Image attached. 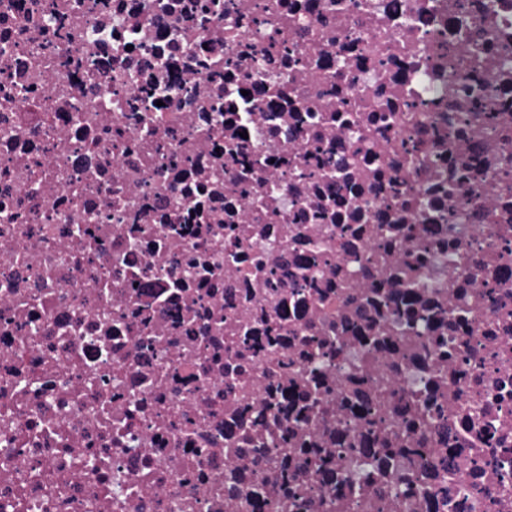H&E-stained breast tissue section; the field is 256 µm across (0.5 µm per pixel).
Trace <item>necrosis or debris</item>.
<instances>
[{"label": "necrosis or debris", "instance_id": "necrosis-or-debris-1", "mask_svg": "<svg viewBox=\"0 0 512 512\" xmlns=\"http://www.w3.org/2000/svg\"><path fill=\"white\" fill-rule=\"evenodd\" d=\"M0 512H512V0H0Z\"/></svg>", "mask_w": 512, "mask_h": 512}]
</instances>
